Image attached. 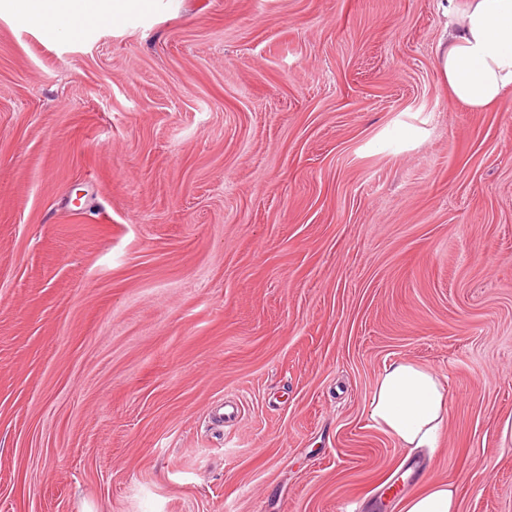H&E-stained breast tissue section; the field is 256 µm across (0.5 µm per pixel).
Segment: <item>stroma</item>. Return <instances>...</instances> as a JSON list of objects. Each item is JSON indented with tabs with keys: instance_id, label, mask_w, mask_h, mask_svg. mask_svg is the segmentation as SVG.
I'll use <instances>...</instances> for the list:
<instances>
[{
	"instance_id": "1",
	"label": "stroma",
	"mask_w": 512,
	"mask_h": 512,
	"mask_svg": "<svg viewBox=\"0 0 512 512\" xmlns=\"http://www.w3.org/2000/svg\"><path fill=\"white\" fill-rule=\"evenodd\" d=\"M466 0H0V512H512V92ZM439 371L436 450L365 412ZM421 462L395 498L385 488ZM11 0L13 10L20 17H35L56 26L59 33L75 36L79 23L90 15L112 16L117 19L124 12L125 0ZM454 99L481 111L512 90V0H467L436 60ZM405 512H459L456 486L451 482H439L412 494Z\"/></svg>"
}]
</instances>
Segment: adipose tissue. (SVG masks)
<instances>
[{"label":"adipose tissue","mask_w":512,"mask_h":512,"mask_svg":"<svg viewBox=\"0 0 512 512\" xmlns=\"http://www.w3.org/2000/svg\"><path fill=\"white\" fill-rule=\"evenodd\" d=\"M22 17L55 25L76 35L90 15L120 16L126 0H11ZM454 99L481 111L512 90V0H467L452 23L436 60ZM449 395L435 370L398 359L384 369L369 401L370 420L409 449L435 447L444 429ZM405 512H459L457 488L439 482L412 494Z\"/></svg>","instance_id":"adipose-tissue-1"}]
</instances>
